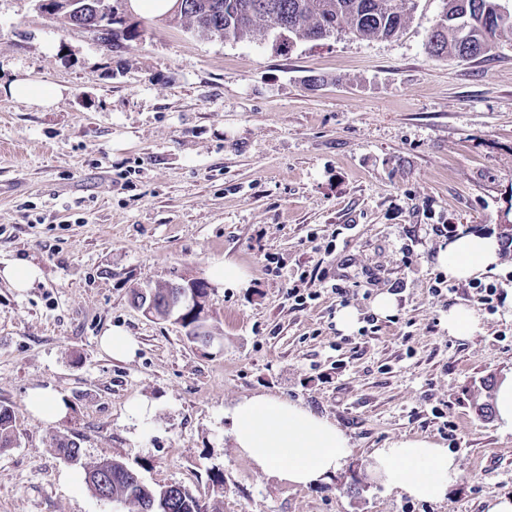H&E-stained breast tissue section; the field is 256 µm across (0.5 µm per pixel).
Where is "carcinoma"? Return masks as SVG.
<instances>
[{"label": "carcinoma", "mask_w": 512, "mask_h": 512, "mask_svg": "<svg viewBox=\"0 0 512 512\" xmlns=\"http://www.w3.org/2000/svg\"><path fill=\"white\" fill-rule=\"evenodd\" d=\"M256 0H192L193 7L170 19L198 34L213 25L227 40L245 41L275 24V16L286 12L296 17V24L281 34L305 41L324 39L327 30L345 31L364 40L394 36L405 24L407 13L395 0H267L273 9L258 11ZM502 0H445L442 14L428 35L426 51L431 57H451L469 61L494 50L499 42L512 36V10L507 17L498 14ZM181 327L191 344L201 340L198 329L212 335L210 319L188 312ZM13 411L0 406V448L11 445ZM129 465L112 460L109 492L128 512H148L150 501L163 502L168 512H221L219 502L209 505L180 485L142 487L127 472Z\"/></svg>", "instance_id": "cac0c4a2"}]
</instances>
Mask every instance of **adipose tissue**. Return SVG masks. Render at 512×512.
Listing matches in <instances>:
<instances>
[{"label": "adipose tissue", "instance_id": "1", "mask_svg": "<svg viewBox=\"0 0 512 512\" xmlns=\"http://www.w3.org/2000/svg\"><path fill=\"white\" fill-rule=\"evenodd\" d=\"M501 245L492 236L467 233L441 250L449 278L462 280L497 265ZM230 435L260 472L291 485L330 482L352 453L349 438L334 421L294 402L266 395L238 401L228 410ZM371 478L416 499L443 500L459 474L447 449L425 437L391 441L374 449Z\"/></svg>", "mask_w": 512, "mask_h": 512}]
</instances>
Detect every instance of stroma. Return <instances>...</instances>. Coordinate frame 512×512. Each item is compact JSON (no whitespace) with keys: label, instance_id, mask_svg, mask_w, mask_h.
<instances>
[{"label":"stroma","instance_id":"obj_1","mask_svg":"<svg viewBox=\"0 0 512 512\" xmlns=\"http://www.w3.org/2000/svg\"><path fill=\"white\" fill-rule=\"evenodd\" d=\"M441 9L411 0L394 37L315 42L272 29L206 39L140 14L142 38L110 52L34 0H0V268L42 270L24 293L0 279V405L14 411L0 512H125L59 455L63 435L84 460L119 459L206 498L221 470L222 512H485L512 495V433L478 410L512 375V307L488 313L466 280L432 295L448 241L428 230L512 238V41L468 62L430 57ZM26 75L61 97L5 93ZM221 257L250 285L211 286V347L133 306L134 290L206 278ZM317 265L359 284L346 305L362 318L398 280L406 290L376 334L346 332L330 289L303 307L288 298L289 274ZM457 306L477 312L472 335L444 328ZM114 326L138 342L134 359L100 348ZM36 386L66 401L58 423L29 413ZM256 394L336 421L352 446L343 471L316 488L257 471L224 415ZM139 399L154 406L146 427L127 412ZM417 436L460 462L442 501L367 473L373 449Z\"/></svg>","mask_w":512,"mask_h":512}]
</instances>
